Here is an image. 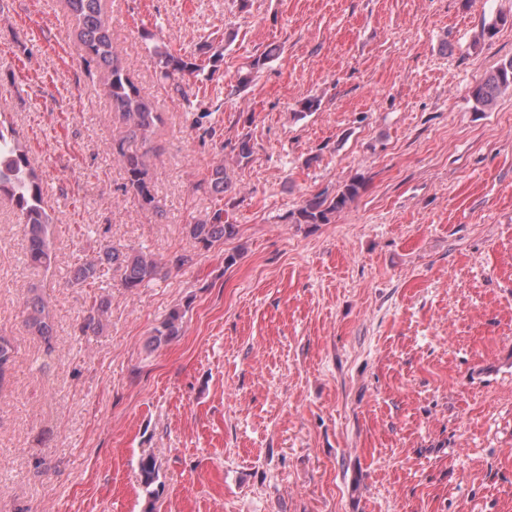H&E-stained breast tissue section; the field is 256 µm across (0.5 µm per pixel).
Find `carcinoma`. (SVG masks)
<instances>
[{
	"label": "carcinoma",
	"instance_id": "obj_1",
	"mask_svg": "<svg viewBox=\"0 0 512 512\" xmlns=\"http://www.w3.org/2000/svg\"><path fill=\"white\" fill-rule=\"evenodd\" d=\"M70 15L78 28L77 49L88 65L94 64L105 74V92L112 112L118 114L124 134L112 144V156L122 167L126 186L133 191L142 209L158 210L154 183L149 174L145 149L146 141L163 118L154 103L141 94L124 66L120 51L112 41V22L107 15L104 0H66ZM153 52L164 80L176 81L202 70L196 59L176 56L166 48L153 45ZM512 88V60L476 84L471 91L475 108L486 111L493 108L499 94ZM229 177L224 162L215 164L207 179L198 188L213 196L217 204L203 219L187 225V233L203 249L234 236L236 225L230 213L220 205L227 191ZM364 188V181L354 177L333 196L317 195L297 210V224H328L333 216L347 208ZM0 196L8 197L25 224L24 256L34 269L49 271L55 266L54 220L43 206L44 187L29 156L15 138L12 126L0 112ZM116 267L122 272V285L128 290L142 287L160 274V261L150 252L131 250L119 252L110 246L101 248L97 255L83 261L73 271L71 284L80 288H94L104 276V267ZM25 326L33 336L50 340L53 332L49 305L50 297L41 294L36 285L28 289ZM109 298L103 294L89 295L86 314L77 324L79 335L97 334L103 330ZM186 311L171 309L154 329L152 343L165 344L180 335ZM14 341L0 336V389L15 362ZM140 485L144 494L142 512H160L165 484L160 480L161 463L152 454L138 460Z\"/></svg>",
	"mask_w": 512,
	"mask_h": 512
}]
</instances>
